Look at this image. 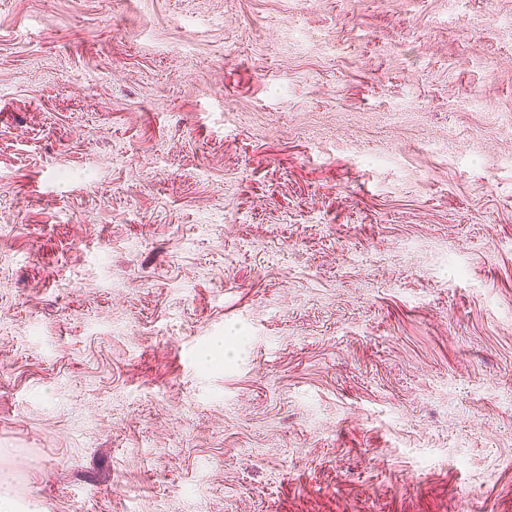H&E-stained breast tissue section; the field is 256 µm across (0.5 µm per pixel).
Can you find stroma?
Instances as JSON below:
<instances>
[{
    "mask_svg": "<svg viewBox=\"0 0 512 512\" xmlns=\"http://www.w3.org/2000/svg\"><path fill=\"white\" fill-rule=\"evenodd\" d=\"M509 15L0 0L18 496L512 512Z\"/></svg>",
    "mask_w": 512,
    "mask_h": 512,
    "instance_id": "obj_1",
    "label": "stroma"
}]
</instances>
